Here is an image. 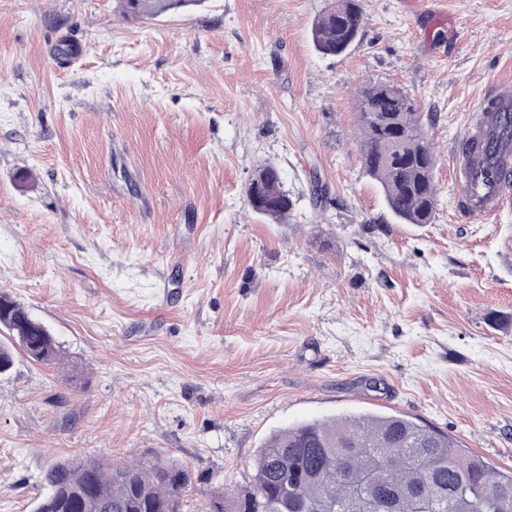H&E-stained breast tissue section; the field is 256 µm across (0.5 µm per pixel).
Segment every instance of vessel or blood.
Returning a JSON list of instances; mask_svg holds the SVG:
<instances>
[{"label": "vessel or blood", "mask_w": 512, "mask_h": 512, "mask_svg": "<svg viewBox=\"0 0 512 512\" xmlns=\"http://www.w3.org/2000/svg\"><path fill=\"white\" fill-rule=\"evenodd\" d=\"M509 108L512 84H498L467 125L454 168L455 199L466 222H487L512 202V148L497 149L492 142V133Z\"/></svg>", "instance_id": "obj_1"}]
</instances>
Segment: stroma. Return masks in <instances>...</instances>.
Listing matches in <instances>:
<instances>
[{
  "mask_svg": "<svg viewBox=\"0 0 512 512\" xmlns=\"http://www.w3.org/2000/svg\"><path fill=\"white\" fill-rule=\"evenodd\" d=\"M329 2L131 23L116 0H0V291L60 350L0 376V512H32L74 455L180 464L194 512L280 429L361 412L512 469V208L464 222L450 181L512 81V0H363L359 42L325 58ZM379 82L436 145L433 223L393 221L363 172L358 94ZM264 161L287 223L246 204Z\"/></svg>",
  "mask_w": 512,
  "mask_h": 512,
  "instance_id": "35a3bbf8",
  "label": "stroma"
}]
</instances>
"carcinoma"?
Here are the masks:
<instances>
[{
  "mask_svg": "<svg viewBox=\"0 0 512 512\" xmlns=\"http://www.w3.org/2000/svg\"><path fill=\"white\" fill-rule=\"evenodd\" d=\"M207 0H117L127 20L193 12ZM361 0H331L313 22L310 40L323 57H336L358 39ZM359 130L365 173L381 187L392 217L432 223L438 188L436 154L413 99L380 83L359 93ZM247 205L281 224L292 200L279 170L258 165ZM0 375L18 346L33 361L52 363L59 350L43 324L0 293ZM191 484L187 468L159 461L105 465L71 456L46 467L34 512H183ZM512 512V471L492 469L464 453L446 434L399 413L362 412L302 423L274 433L254 460L242 489L218 492L195 512Z\"/></svg>",
  "mask_w": 512,
  "mask_h": 512,
  "instance_id": "obj_1",
  "label": "carcinoma"
}]
</instances>
